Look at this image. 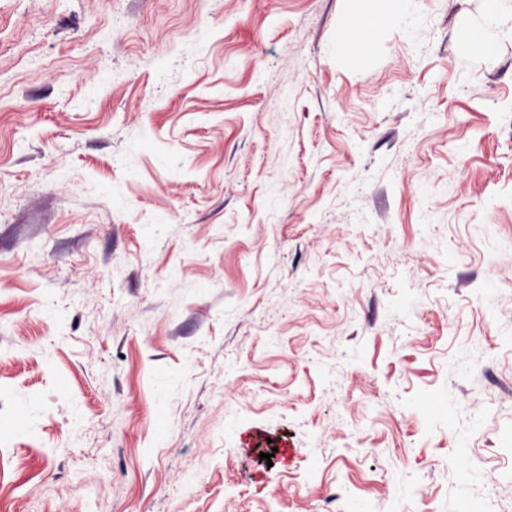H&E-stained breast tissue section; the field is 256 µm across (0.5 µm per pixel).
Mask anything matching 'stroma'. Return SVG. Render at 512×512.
<instances>
[{"instance_id":"1","label":"stroma","mask_w":512,"mask_h":512,"mask_svg":"<svg viewBox=\"0 0 512 512\" xmlns=\"http://www.w3.org/2000/svg\"><path fill=\"white\" fill-rule=\"evenodd\" d=\"M0 512H512V0H0ZM387 22L386 18H372L368 24L360 23L357 26L352 27L346 33L343 43L342 50L348 55L355 57L360 55L365 49V35L362 32V28L366 31L368 28L375 30ZM368 31V30H367Z\"/></svg>"}]
</instances>
